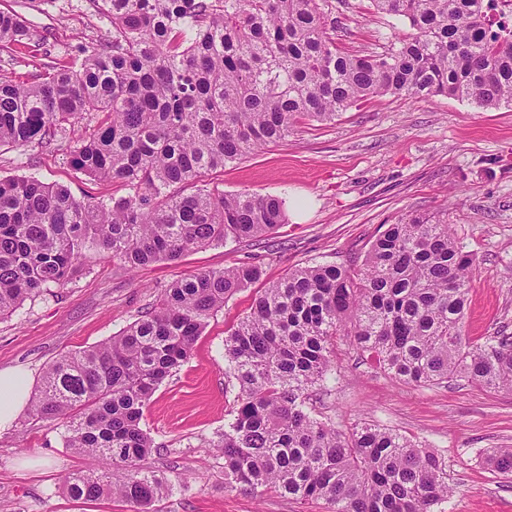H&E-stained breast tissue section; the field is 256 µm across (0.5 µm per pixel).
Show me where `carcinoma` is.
Masks as SVG:
<instances>
[{
    "label": "carcinoma",
    "mask_w": 512,
    "mask_h": 512,
    "mask_svg": "<svg viewBox=\"0 0 512 512\" xmlns=\"http://www.w3.org/2000/svg\"><path fill=\"white\" fill-rule=\"evenodd\" d=\"M95 2L112 23L96 47L33 81L0 76V146H51L87 117L71 165L127 194L85 202L34 176L0 178V319L64 287L89 249L138 268L287 223L277 196L178 188L284 140L300 118L331 122L387 94L512 103V22L495 21L496 0H371L413 30L380 55L336 46L329 0ZM42 44L21 14L0 10V54ZM476 265L447 218L410 214L360 267L308 265L263 289L224 337L239 392L208 443L224 484L322 500L328 512H431L448 498L444 457L374 424L338 430L308 400L342 338L397 382L512 392V333L465 334ZM260 276L240 263L176 280L119 334L45 367L32 416L62 423L66 447L101 462L64 478L70 498L153 512L169 495L170 481L144 466L156 448L144 411L209 319ZM489 461L512 478V448Z\"/></svg>",
    "instance_id": "1"
}]
</instances>
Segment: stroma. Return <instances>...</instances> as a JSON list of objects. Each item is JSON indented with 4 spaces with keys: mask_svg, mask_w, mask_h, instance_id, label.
<instances>
[{
    "mask_svg": "<svg viewBox=\"0 0 512 512\" xmlns=\"http://www.w3.org/2000/svg\"><path fill=\"white\" fill-rule=\"evenodd\" d=\"M337 45L354 54L381 53L409 27L376 14L370 0H331ZM21 12L44 37L45 51L19 55L0 71L24 79L89 49L111 30L92 0H0ZM67 139L44 147H0V178L33 175L68 186L84 201L122 195L117 181L93 180L69 165ZM208 186L285 199L288 221L268 236L227 240L126 270L87 252L56 295L26 300L0 320V369L27 372L40 387L44 367L98 345L133 322L178 279L242 262L261 269L258 283L237 292L212 318L190 358L153 395L142 421L158 446L146 467L174 489L158 512H325L268 489L253 493L224 485V460L207 444L223 431L237 394L224 361L230 326L247 315L261 288L312 263L361 262L384 225L407 214L447 213L460 246L478 259L467 295L471 338L512 328V106L483 110L448 97L378 96L327 125L300 121L288 138L205 175ZM314 417L346 431L376 424L444 457L453 494L434 512H512V481L487 460L512 448V393L452 381L400 384L359 358L348 341L336 346L325 389L311 396ZM92 456L66 448L62 428L22 412L0 431V512H130L120 501L74 500L63 477L94 470Z\"/></svg>",
    "mask_w": 512,
    "mask_h": 512,
    "instance_id": "obj_1",
    "label": "stroma"
}]
</instances>
